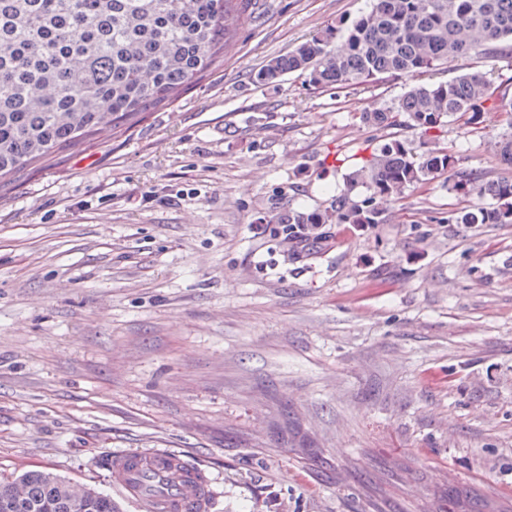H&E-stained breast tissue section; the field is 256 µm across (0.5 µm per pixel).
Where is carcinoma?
Returning <instances> with one entry per match:
<instances>
[{
	"instance_id": "1",
	"label": "carcinoma",
	"mask_w": 512,
	"mask_h": 512,
	"mask_svg": "<svg viewBox=\"0 0 512 512\" xmlns=\"http://www.w3.org/2000/svg\"><path fill=\"white\" fill-rule=\"evenodd\" d=\"M247 0H0V180L74 147L89 135L144 118L199 79L245 21ZM473 55H512V0H371L348 26L330 25L253 81L290 73L315 88L379 84L434 71ZM489 73L466 72L410 87L367 112L376 128L412 133L372 152L349 176L336 206L288 211L290 224H383L380 200L448 173L450 189L475 201L450 224H512V175L482 181L436 146L445 120L472 125L491 110L512 112ZM512 168V122L496 141ZM369 194H353L358 184ZM0 512H117L107 492L48 471L0 482Z\"/></svg>"
}]
</instances>
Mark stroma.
I'll return each instance as SVG.
<instances>
[{
    "label": "stroma",
    "mask_w": 512,
    "mask_h": 512,
    "mask_svg": "<svg viewBox=\"0 0 512 512\" xmlns=\"http://www.w3.org/2000/svg\"><path fill=\"white\" fill-rule=\"evenodd\" d=\"M369 0H261L205 76L117 134L0 188V479L47 470L111 490L101 459L170 448L211 512H512V224H452L438 177L369 229L297 253L249 227L331 207L392 130L362 113L471 57L380 85L252 76ZM440 143L483 179L495 138ZM339 166H332V159Z\"/></svg>",
    "instance_id": "stroma-1"
}]
</instances>
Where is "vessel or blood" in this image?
<instances>
[{
  "instance_id": "1",
  "label": "vessel or blood",
  "mask_w": 512,
  "mask_h": 512,
  "mask_svg": "<svg viewBox=\"0 0 512 512\" xmlns=\"http://www.w3.org/2000/svg\"><path fill=\"white\" fill-rule=\"evenodd\" d=\"M112 484L144 512H209L211 479L184 454L168 448L113 452L104 461Z\"/></svg>"
}]
</instances>
